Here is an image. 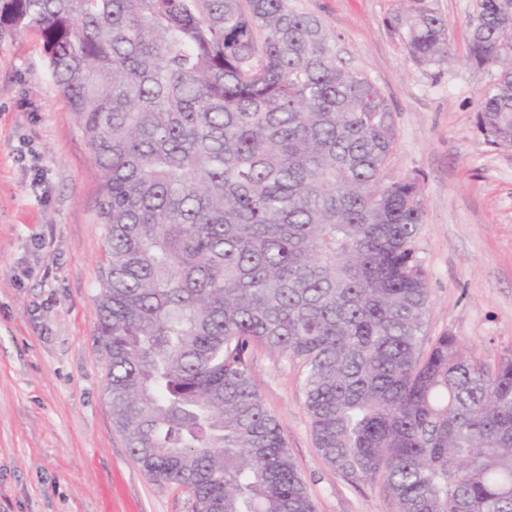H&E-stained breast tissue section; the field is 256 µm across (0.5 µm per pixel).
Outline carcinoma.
<instances>
[{"label":"carcinoma","instance_id":"1","mask_svg":"<svg viewBox=\"0 0 512 512\" xmlns=\"http://www.w3.org/2000/svg\"><path fill=\"white\" fill-rule=\"evenodd\" d=\"M407 57L452 60L448 21L393 17ZM35 28L91 148L105 227L98 334L112 420L140 469L193 512H316L250 371L299 364L321 460L393 512H512V352L444 334L415 243L417 179L385 184L381 90L291 0H0ZM469 61L512 147V0H478Z\"/></svg>","mask_w":512,"mask_h":512}]
</instances>
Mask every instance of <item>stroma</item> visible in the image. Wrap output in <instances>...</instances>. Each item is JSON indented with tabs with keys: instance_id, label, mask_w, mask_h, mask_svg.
Wrapping results in <instances>:
<instances>
[{
	"instance_id": "stroma-1",
	"label": "stroma",
	"mask_w": 512,
	"mask_h": 512,
	"mask_svg": "<svg viewBox=\"0 0 512 512\" xmlns=\"http://www.w3.org/2000/svg\"><path fill=\"white\" fill-rule=\"evenodd\" d=\"M349 69L387 96L397 137L384 182L417 178V256L431 305L421 354L450 333L483 361L512 349V147L486 143L480 94L497 71L467 60L477 0H421L450 23L453 59L412 63L391 25L399 0H294ZM100 180L36 29L0 35V512H192L150 480L112 422L97 340L105 267ZM252 380L283 425L316 512H392L320 459L296 365L257 348Z\"/></svg>"
}]
</instances>
